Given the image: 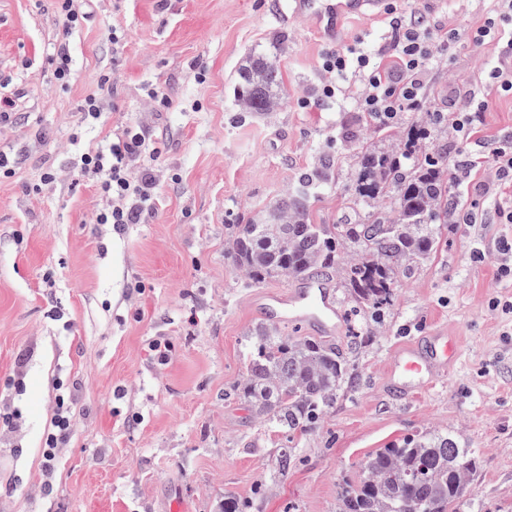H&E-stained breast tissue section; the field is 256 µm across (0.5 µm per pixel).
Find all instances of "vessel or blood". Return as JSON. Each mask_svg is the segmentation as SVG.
<instances>
[{"mask_svg": "<svg viewBox=\"0 0 512 512\" xmlns=\"http://www.w3.org/2000/svg\"><path fill=\"white\" fill-rule=\"evenodd\" d=\"M298 16L316 23L337 25L342 16L361 14L381 7L385 0H293ZM259 318L268 325L288 323L307 329L323 338L338 332L341 316L339 300L330 281L310 278L287 293H269L258 309ZM457 354L451 337L426 331L399 347L390 362L387 390L403 400L422 391L448 372Z\"/></svg>", "mask_w": 512, "mask_h": 512, "instance_id": "obj_1", "label": "vessel or blood"}]
</instances>
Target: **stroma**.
I'll use <instances>...</instances> for the list:
<instances>
[{"label":"stroma","instance_id":"1","mask_svg":"<svg viewBox=\"0 0 512 512\" xmlns=\"http://www.w3.org/2000/svg\"><path fill=\"white\" fill-rule=\"evenodd\" d=\"M289 3L93 0L69 31L48 0H0V94L19 114L0 128L15 170L0 181V512H221L228 496L248 512H340L369 453L427 430L461 434L478 454L462 512H512V312L501 309L512 280L499 273L512 223L493 207L512 199V183L490 164L460 182L438 252L396 288L379 323L335 278L334 342L349 349L355 381L313 431L287 440L226 396L260 323L254 301L289 288L246 282L224 256L228 226L320 165L332 179L315 192L314 223L378 211L354 195L362 147L375 139L354 100L308 105L328 79L326 49L377 52L397 15L467 34L494 5L387 0L381 15L346 16L331 37ZM62 40L73 72L63 87L48 60ZM495 51L462 42L434 63L422 101L401 114L400 143L433 115L452 117V82L487 101L484 136H512V97L483 72ZM251 52L277 59L283 103L273 111L235 101L236 68ZM107 78L100 120L82 124L78 105ZM151 88L167 95L164 111L149 102ZM129 125L158 149L144 159L153 208L139 224H98L106 200L74 157ZM49 165L61 177L44 185ZM425 327L455 337L459 355L433 387L394 400L384 387L390 359ZM157 341L170 346L166 360L151 352ZM60 397L73 427L49 466L43 445Z\"/></svg>","mask_w":512,"mask_h":512}]
</instances>
